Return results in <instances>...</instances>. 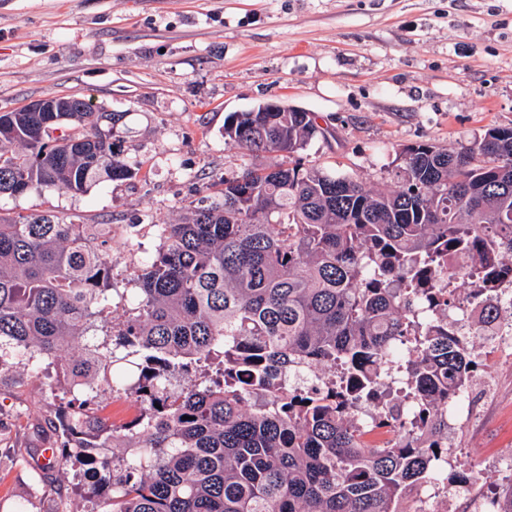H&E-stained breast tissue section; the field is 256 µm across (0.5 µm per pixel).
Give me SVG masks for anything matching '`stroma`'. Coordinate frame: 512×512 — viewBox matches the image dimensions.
<instances>
[{
    "mask_svg": "<svg viewBox=\"0 0 512 512\" xmlns=\"http://www.w3.org/2000/svg\"><path fill=\"white\" fill-rule=\"evenodd\" d=\"M78 95L123 113L117 151L140 171L87 193L0 198V217L108 224L112 285L133 290L156 227L244 168L224 120L268 101L315 114L302 157L392 187L402 148L447 149L512 127V0H0V112ZM458 450L487 495L512 473V363L479 356ZM54 370L0 375V512H81L79 471L43 477Z\"/></svg>",
    "mask_w": 512,
    "mask_h": 512,
    "instance_id": "35a3bbf8",
    "label": "stroma"
}]
</instances>
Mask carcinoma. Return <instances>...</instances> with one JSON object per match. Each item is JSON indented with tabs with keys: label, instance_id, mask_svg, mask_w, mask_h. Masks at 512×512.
I'll use <instances>...</instances> for the list:
<instances>
[{
	"label": "carcinoma",
	"instance_id": "obj_1",
	"mask_svg": "<svg viewBox=\"0 0 512 512\" xmlns=\"http://www.w3.org/2000/svg\"><path fill=\"white\" fill-rule=\"evenodd\" d=\"M121 119L83 96L71 112H0V196L132 178L112 150ZM61 127L83 134L52 137ZM318 135L311 112L228 115L245 156L283 160L157 225L131 296L112 294L101 258L110 225L0 218V372L56 366L58 438L39 469H81L93 512H398L407 488L442 483L448 410L478 363L441 283L479 276V324L502 317L512 127L459 149L408 146L395 188L377 190L305 166ZM103 328L118 342L98 341ZM204 364L208 380L171 387ZM395 365L403 403L383 399ZM103 386L134 390L139 414L112 421ZM487 510L512 512V484Z\"/></svg>",
	"mask_w": 512,
	"mask_h": 512
}]
</instances>
